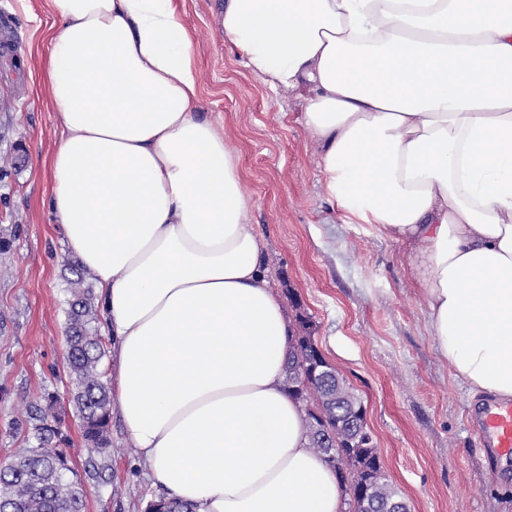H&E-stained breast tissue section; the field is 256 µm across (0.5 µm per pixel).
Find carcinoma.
<instances>
[{
  "label": "carcinoma",
  "instance_id": "carcinoma-1",
  "mask_svg": "<svg viewBox=\"0 0 512 512\" xmlns=\"http://www.w3.org/2000/svg\"><path fill=\"white\" fill-rule=\"evenodd\" d=\"M68 272V318L65 340L69 348L70 402L81 420L85 444L99 455L111 447V389L104 382L101 364L106 356L99 333L93 285L86 269L75 260ZM285 386L304 413L309 446L336 472L345 492L365 487L369 500L383 508L399 497L374 444L356 438L352 421L363 405L361 396L331 365L317 357L310 320L298 312L285 359ZM62 414L54 393L27 409L18 423L33 440L31 447L0 464V512H85L86 480L102 481L106 459L79 473L66 452L69 437L62 429ZM157 512H194L192 505L175 498L151 501Z\"/></svg>",
  "mask_w": 512,
  "mask_h": 512
}]
</instances>
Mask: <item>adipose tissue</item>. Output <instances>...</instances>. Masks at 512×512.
Here are the masks:
<instances>
[{"mask_svg":"<svg viewBox=\"0 0 512 512\" xmlns=\"http://www.w3.org/2000/svg\"><path fill=\"white\" fill-rule=\"evenodd\" d=\"M47 3L52 205L153 486L196 512H344L174 0ZM221 26L272 91L311 88L327 195L410 244L440 358L511 402L512 0H224Z\"/></svg>","mask_w":512,"mask_h":512,"instance_id":"ef3b65f1","label":"adipose tissue"}]
</instances>
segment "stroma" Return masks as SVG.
<instances>
[{
  "label": "stroma",
  "instance_id": "35a3bbf8",
  "mask_svg": "<svg viewBox=\"0 0 512 512\" xmlns=\"http://www.w3.org/2000/svg\"><path fill=\"white\" fill-rule=\"evenodd\" d=\"M193 39L197 109L234 149L250 198L247 220L263 244L268 281L295 293L326 359L362 396L386 470L411 512H512V460L480 448L470 424L481 396L443 361L428 309L409 275V246L347 219L324 189L320 148L304 113L310 91L271 92L225 40L221 0H174ZM0 462L31 442L16 421L56 393L76 468L91 457L70 404L64 328L68 258L50 198L48 155L61 120L48 101L45 0H0ZM107 480L88 482L85 512H145L157 495L112 423Z\"/></svg>",
  "mask_w": 512,
  "mask_h": 512
}]
</instances>
